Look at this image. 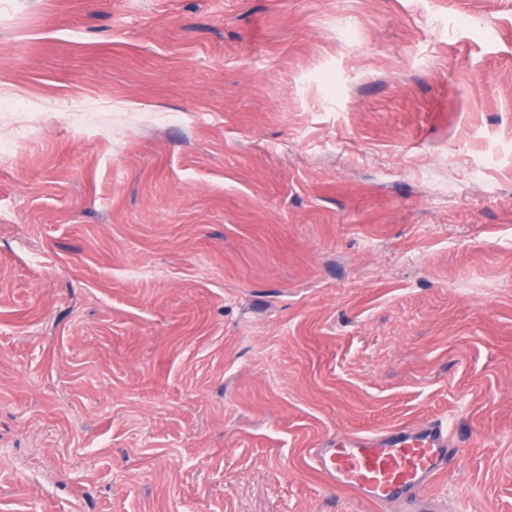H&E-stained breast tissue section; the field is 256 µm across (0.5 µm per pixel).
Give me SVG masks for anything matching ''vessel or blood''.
Here are the masks:
<instances>
[{"mask_svg":"<svg viewBox=\"0 0 512 512\" xmlns=\"http://www.w3.org/2000/svg\"><path fill=\"white\" fill-rule=\"evenodd\" d=\"M457 457L447 427L431 420L371 436H340L310 452L314 468L332 486L377 506L403 503L411 512H436L429 490Z\"/></svg>","mask_w":512,"mask_h":512,"instance_id":"vessel-or-blood-1","label":"vessel or blood"}]
</instances>
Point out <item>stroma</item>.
Wrapping results in <instances>:
<instances>
[{"mask_svg": "<svg viewBox=\"0 0 512 512\" xmlns=\"http://www.w3.org/2000/svg\"><path fill=\"white\" fill-rule=\"evenodd\" d=\"M0 101V512H512V0H0ZM457 457L448 428L431 420L336 437L310 452L313 467L332 486L376 506L406 504L408 512H440L427 506L428 492Z\"/></svg>", "mask_w": 512, "mask_h": 512, "instance_id": "stroma-1", "label": "stroma"}]
</instances>
